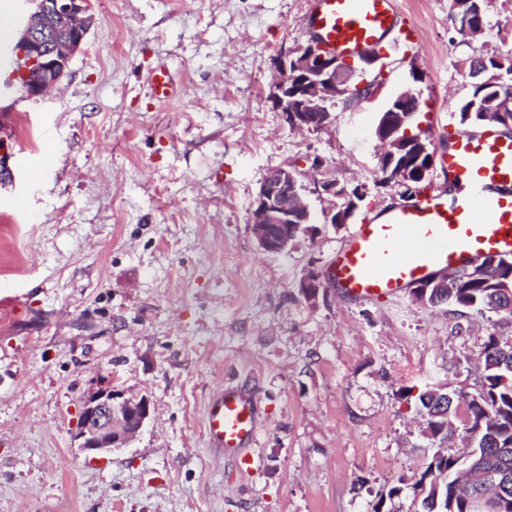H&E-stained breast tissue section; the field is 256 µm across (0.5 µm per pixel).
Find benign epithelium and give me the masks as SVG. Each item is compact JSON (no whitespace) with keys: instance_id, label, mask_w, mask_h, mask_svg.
Instances as JSON below:
<instances>
[{"instance_id":"benign-epithelium-1","label":"benign epithelium","mask_w":512,"mask_h":512,"mask_svg":"<svg viewBox=\"0 0 512 512\" xmlns=\"http://www.w3.org/2000/svg\"><path fill=\"white\" fill-rule=\"evenodd\" d=\"M32 4L21 27L13 51L26 65L37 72L33 81L22 77L19 87L23 97L34 99L67 76L70 64L82 49L94 17L91 0H26ZM385 55L379 46L366 49L353 58L338 56L325 48L320 37L309 38L272 59L275 78L270 98L283 112L292 129L326 130L333 125L332 111L327 102L336 99V91H348L363 66L385 67ZM416 97L415 89L407 88L396 98L397 106L381 113L384 134H376L382 143V156L396 158L405 155L413 145L409 124L417 108L408 105ZM313 192L330 197L323 210L325 223H348L350 213H336V176L329 170L315 167ZM302 173L280 166L271 169L252 202L250 224L260 250L268 253L288 251L298 237L297 224L306 225L305 233L315 235L319 228L310 225L311 211L296 192ZM488 263L478 261L463 271L438 272L416 287L413 297L426 298L433 287H446L448 280L462 274L479 278ZM328 283L320 272L308 271L300 283L301 292L312 303L326 296ZM147 396H125L109 376L99 375L94 387L84 398L75 440L87 453L110 452L134 442L150 417Z\"/></svg>"}]
</instances>
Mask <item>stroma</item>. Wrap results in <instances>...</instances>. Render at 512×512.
<instances>
[{"mask_svg": "<svg viewBox=\"0 0 512 512\" xmlns=\"http://www.w3.org/2000/svg\"><path fill=\"white\" fill-rule=\"evenodd\" d=\"M397 4L419 44L386 37L380 93L335 106L322 131L290 129L270 99L309 0H92L55 88L28 100L0 72V512H368L419 477L437 447L416 395L473 391L487 336L512 340V319L335 288L313 305L299 282L405 204L379 171L381 112L421 72L415 122L441 147L470 90L461 61L512 48V0H489L479 41L448 0ZM161 63L180 88L168 102L144 81ZM316 159L365 200L341 228L259 250L262 179ZM100 374L152 412L131 445L90 454L74 434ZM227 382L255 391L262 417L235 459L204 425Z\"/></svg>", "mask_w": 512, "mask_h": 512, "instance_id": "stroma-1", "label": "stroma"}]
</instances>
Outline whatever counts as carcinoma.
I'll return each instance as SVG.
<instances>
[{
  "instance_id": "cac0c4a2",
  "label": "carcinoma",
  "mask_w": 512,
  "mask_h": 512,
  "mask_svg": "<svg viewBox=\"0 0 512 512\" xmlns=\"http://www.w3.org/2000/svg\"><path fill=\"white\" fill-rule=\"evenodd\" d=\"M487 0H450V12L459 32L467 25H487ZM485 74L471 81L470 93L458 105L462 125L484 124V109L502 108L501 127L512 130V53L495 51L478 56ZM512 274V258L499 257L489 265V275L481 281L463 278L446 288L431 291L432 307L452 303L459 308L488 310L512 317V298H503L494 288L497 281ZM483 370L479 387L473 393L436 389L438 398L428 391L418 395L426 413L423 436L438 439L442 411L453 421L460 405L466 406L471 425L462 427L463 437L470 432L476 439L467 443L460 455L436 451L428 459L420 477L428 476L430 490L422 496V512H477L478 496L497 485L502 491V512H512V341L502 342L488 336L483 350Z\"/></svg>"
}]
</instances>
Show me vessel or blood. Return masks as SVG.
<instances>
[{"label": "vessel or blood", "mask_w": 512, "mask_h": 512, "mask_svg": "<svg viewBox=\"0 0 512 512\" xmlns=\"http://www.w3.org/2000/svg\"><path fill=\"white\" fill-rule=\"evenodd\" d=\"M308 25L337 55L355 57L387 34L419 41L396 0H310ZM145 82L156 100L177 92L166 66ZM452 200L426 192L386 222L360 224L332 258L326 277L358 301L393 299L434 270H455L488 256L512 257V137L486 127L459 132L440 157ZM205 428L219 454L249 448L258 433V402L248 391L220 389L209 398Z\"/></svg>", "instance_id": "obj_1"}]
</instances>
